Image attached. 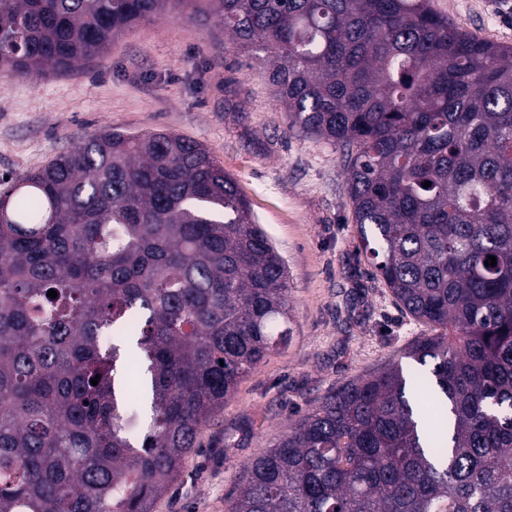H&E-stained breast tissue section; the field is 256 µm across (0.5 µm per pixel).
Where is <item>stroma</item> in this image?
Returning a JSON list of instances; mask_svg holds the SVG:
<instances>
[{
  "instance_id": "1",
  "label": "stroma",
  "mask_w": 512,
  "mask_h": 512,
  "mask_svg": "<svg viewBox=\"0 0 512 512\" xmlns=\"http://www.w3.org/2000/svg\"><path fill=\"white\" fill-rule=\"evenodd\" d=\"M479 38L512 46V0H432ZM171 131L233 176L283 257L293 335L244 377L157 512H228L244 467L314 401L401 357L424 325L403 316L358 250L343 162L288 129L265 73L177 14L142 21L78 69L0 78V176L20 177L101 128Z\"/></svg>"
}]
</instances>
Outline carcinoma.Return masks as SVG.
<instances>
[{
  "instance_id": "1",
  "label": "carcinoma",
  "mask_w": 512,
  "mask_h": 512,
  "mask_svg": "<svg viewBox=\"0 0 512 512\" xmlns=\"http://www.w3.org/2000/svg\"><path fill=\"white\" fill-rule=\"evenodd\" d=\"M197 2L0 0V76L72 70L167 10L260 41L289 129L341 153L359 250L429 330L403 352L429 397L399 361L352 380L259 452L230 512H512V47L431 0ZM4 184L0 512H155L288 342V268L173 132L99 131Z\"/></svg>"
}]
</instances>
